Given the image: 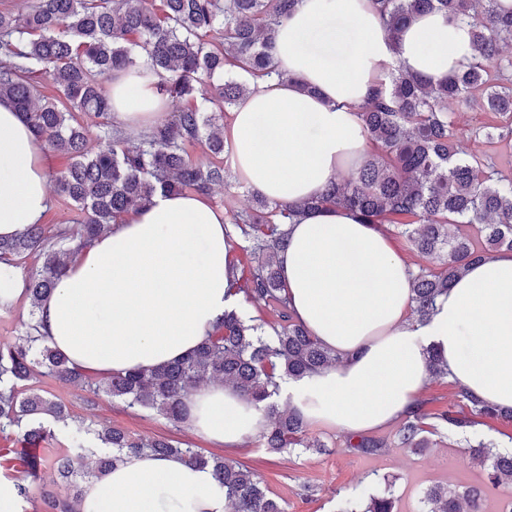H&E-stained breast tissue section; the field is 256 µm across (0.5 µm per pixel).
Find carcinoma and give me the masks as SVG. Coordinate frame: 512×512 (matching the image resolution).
<instances>
[{"instance_id":"cac0c4a2","label":"carcinoma","mask_w":512,"mask_h":512,"mask_svg":"<svg viewBox=\"0 0 512 512\" xmlns=\"http://www.w3.org/2000/svg\"><path fill=\"white\" fill-rule=\"evenodd\" d=\"M300 0H36L27 11L0 13V98L41 135L53 151L67 159L54 176L56 195L82 214L73 226L51 235L33 224L25 234L0 239V258L28 252L42 264L25 276L31 316L52 292L67 262L122 214L149 205L158 192L209 193L228 179L222 164L202 166L185 155V147L204 144L224 153L223 126L216 115L231 112L253 91V81L281 78L274 64L275 27ZM386 18L392 43L412 18L439 11L469 26L476 55L447 80L432 84L418 73H390L358 112L370 144L368 157L347 178L332 183L320 196L298 207L270 200L247 189L255 206L238 210L224 204L231 232L250 243L251 266L235 278L236 291L273 304L276 320L265 332L237 313L224 314L186 359L153 370L97 374L72 366L47 345L35 322L25 335L0 342V435L23 433L27 441L48 440L50 422H66L67 408L32 387L41 378H55L84 389L86 402L101 395L129 408L155 413L178 426L183 423L191 390L208 381H222L243 396L263 404L269 425L260 435L273 452L323 448L309 442L307 423L279 406V380L336 366L339 356L324 347L298 323L288 304L276 255L288 246V225L301 214L343 208L365 224H391L411 249L428 261L412 272L413 314L420 321L431 314L438 296L467 266L501 251H512V180L494 165L460 155L455 145L456 112L448 108L477 106L506 120L487 139L512 141V61L502 49L512 43V12L502 13L496 0H372ZM145 61L156 74L155 92L166 98L172 116L130 144L125 132L110 124L112 111L106 83L112 73ZM50 78L58 97L47 98L31 79L33 70ZM209 82L208 106L191 102L196 83ZM96 119L100 143L87 146L83 127L69 123L71 112ZM429 372L448 376L442 356L428 351ZM458 396L481 418L512 421V407ZM475 421L452 409L429 414L419 402L396 433L400 448H427L441 429L461 431ZM79 428L112 453L99 459L93 476L111 468L119 455L150 452L180 456L188 464L208 467L224 487L230 512H284L262 479L243 465L207 456L196 448L134 436L104 423ZM346 447L377 455L384 440L346 437ZM483 466V482L461 487H435L423 497V512H485L489 489L512 485V454L504 455L478 442L473 449ZM44 458L29 460L25 478L14 483L24 502L39 499V512H77L82 489L70 456L53 459L60 485L38 488L32 478ZM394 483L345 500L339 512H395Z\"/></svg>"}]
</instances>
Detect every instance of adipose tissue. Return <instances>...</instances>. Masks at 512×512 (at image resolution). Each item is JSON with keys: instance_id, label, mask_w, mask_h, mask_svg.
<instances>
[{"instance_id": "ef3b65f1", "label": "adipose tissue", "mask_w": 512, "mask_h": 512, "mask_svg": "<svg viewBox=\"0 0 512 512\" xmlns=\"http://www.w3.org/2000/svg\"><path fill=\"white\" fill-rule=\"evenodd\" d=\"M475 54L468 27L441 12L418 15L392 46L371 0H301L275 31L286 80L261 82L232 112L224 141L238 179L295 205L349 175L368 155L357 113L396 69L439 82ZM303 80L308 92L295 85ZM146 65L113 73L112 122L149 131L167 109ZM48 146L0 99V237L43 223L50 206ZM206 195L157 194L129 210L67 264L36 314L46 342L73 366L108 373L186 356L239 309L236 240ZM295 318L340 357L313 375L284 378L280 398L311 425L364 433L405 418L429 379L428 349L474 397L512 407V251L468 266L430 317L411 319L406 262L373 224L324 209L291 225L278 255ZM268 424L233 386L193 391L186 421L214 445L236 448ZM79 512H229L210 469L176 456L126 453L84 483Z\"/></svg>"}]
</instances>
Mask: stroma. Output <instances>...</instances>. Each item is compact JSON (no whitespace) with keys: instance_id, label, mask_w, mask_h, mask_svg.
<instances>
[{"instance_id":"1","label":"stroma","mask_w":512,"mask_h":512,"mask_svg":"<svg viewBox=\"0 0 512 512\" xmlns=\"http://www.w3.org/2000/svg\"><path fill=\"white\" fill-rule=\"evenodd\" d=\"M495 122L488 112L462 113L456 140L463 153L491 160L503 174L512 177V147L488 144L477 136L479 128ZM39 388L46 397L67 406L74 424L90 419L107 421L133 435L178 440L204 454L217 452L245 465L263 478L270 495L281 502L285 512H336L339 501L356 489H379L387 479L394 482L397 512H420L427 489L480 480L482 472L472 459L471 442L490 440L502 451L512 447V422L487 420L467 437L446 430L432 435L430 447L417 452L393 446L398 429L394 423L374 430V437L389 443L377 456L355 454L345 447L342 431L315 426L309 427L308 435L324 442L325 451L298 448L277 454L263 448L255 438L237 448L218 449L190 429L174 428L160 416L126 408L110 398L102 397L95 405H88L85 392L77 386L46 378ZM74 424L65 430L55 429L51 446L75 455L77 468L86 472L94 468L97 456L88 452L90 439L78 435Z\"/></svg>"}]
</instances>
